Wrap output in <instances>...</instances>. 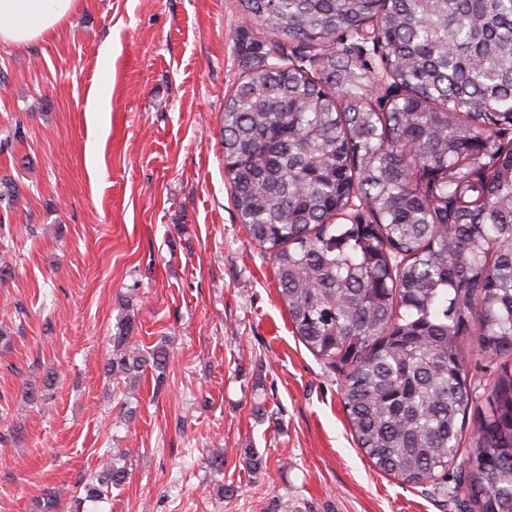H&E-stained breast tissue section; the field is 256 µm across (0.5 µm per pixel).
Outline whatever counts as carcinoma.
Here are the masks:
<instances>
[{
	"label": "carcinoma",
	"mask_w": 512,
	"mask_h": 512,
	"mask_svg": "<svg viewBox=\"0 0 512 512\" xmlns=\"http://www.w3.org/2000/svg\"><path fill=\"white\" fill-rule=\"evenodd\" d=\"M239 2L281 52L320 50L292 67L254 53L221 128L234 208L294 333L343 374L352 436L378 470L463 512H512V0ZM372 20L377 60L337 50ZM383 78L404 96L372 102ZM134 326L127 307L107 373L163 379L166 348L142 349ZM475 357L487 379L471 385ZM127 479L115 461L84 500ZM35 508L59 512L55 490Z\"/></svg>",
	"instance_id": "obj_1"
}]
</instances>
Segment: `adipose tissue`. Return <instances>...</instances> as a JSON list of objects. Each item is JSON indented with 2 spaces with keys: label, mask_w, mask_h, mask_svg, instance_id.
<instances>
[{
  "label": "adipose tissue",
  "mask_w": 512,
  "mask_h": 512,
  "mask_svg": "<svg viewBox=\"0 0 512 512\" xmlns=\"http://www.w3.org/2000/svg\"><path fill=\"white\" fill-rule=\"evenodd\" d=\"M80 0H0V43L25 46L54 35Z\"/></svg>",
  "instance_id": "1"
}]
</instances>
